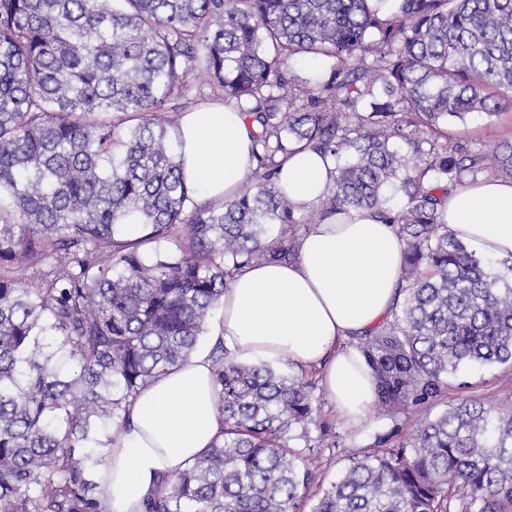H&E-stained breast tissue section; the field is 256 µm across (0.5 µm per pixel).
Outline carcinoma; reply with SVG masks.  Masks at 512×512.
I'll return each mask as SVG.
<instances>
[{"label":"carcinoma","mask_w":512,"mask_h":512,"mask_svg":"<svg viewBox=\"0 0 512 512\" xmlns=\"http://www.w3.org/2000/svg\"><path fill=\"white\" fill-rule=\"evenodd\" d=\"M0 0V512H102L92 471L129 399L186 361L224 288L297 256L279 157L331 158L323 213L375 211L407 244L392 321L359 337L392 417L448 377L512 364V258L468 250L438 211L512 142L448 120L512 99V0ZM254 126L253 188L195 203L176 128L185 71ZM330 63L300 81L294 65ZM147 233L124 238V219ZM279 226L277 236L269 226ZM176 252L142 247L173 241ZM221 438L145 512H301L315 481L308 383L212 350ZM301 429L305 446H291ZM353 461L311 512H512V406L466 398Z\"/></svg>","instance_id":"obj_1"}]
</instances>
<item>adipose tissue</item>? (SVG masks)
Returning <instances> with one entry per match:
<instances>
[{
	"instance_id": "adipose-tissue-1",
	"label": "adipose tissue",
	"mask_w": 512,
	"mask_h": 512,
	"mask_svg": "<svg viewBox=\"0 0 512 512\" xmlns=\"http://www.w3.org/2000/svg\"><path fill=\"white\" fill-rule=\"evenodd\" d=\"M173 135L185 178L207 200L248 188L251 128L234 103L184 113ZM334 176L333 162L307 148L285 158L278 183L299 213L328 201ZM439 221L478 253L512 256V181L484 178L450 191ZM405 249L395 225L372 210L330 214L298 237L296 261L254 263L236 274L211 338L235 362L285 358L320 371L338 417L359 424L373 412L375 384L347 340L377 328L395 306ZM129 412L112 431L108 466L96 472L110 512H143L162 476L200 458L219 436L224 417L209 349L136 393Z\"/></svg>"
}]
</instances>
